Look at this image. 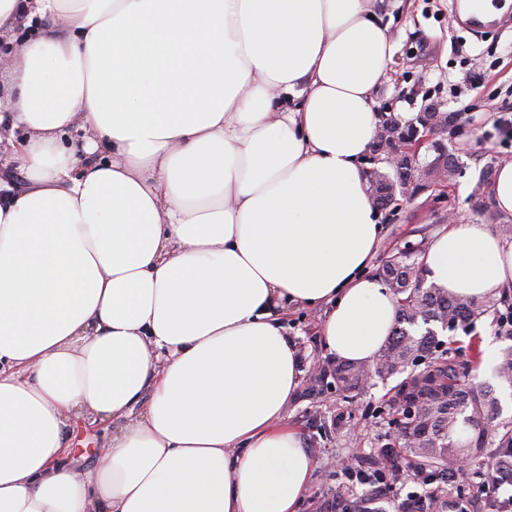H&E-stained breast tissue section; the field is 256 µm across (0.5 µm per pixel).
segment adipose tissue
I'll list each match as a JSON object with an SVG mask.
<instances>
[{"label": "adipose tissue", "instance_id": "adipose-tissue-1", "mask_svg": "<svg viewBox=\"0 0 512 512\" xmlns=\"http://www.w3.org/2000/svg\"><path fill=\"white\" fill-rule=\"evenodd\" d=\"M395 52L374 0H0V512H298L281 314L326 307L332 360L392 334L362 160ZM423 270L498 295L512 239L451 221ZM77 419L125 422L81 471Z\"/></svg>", "mask_w": 512, "mask_h": 512}]
</instances>
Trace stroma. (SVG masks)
<instances>
[{"instance_id":"35a3bbf8","label":"stroma","mask_w":512,"mask_h":512,"mask_svg":"<svg viewBox=\"0 0 512 512\" xmlns=\"http://www.w3.org/2000/svg\"><path fill=\"white\" fill-rule=\"evenodd\" d=\"M379 9L389 21V31L399 49L383 80L379 104L383 112L418 115L427 105L439 111L454 110L455 100L477 104L492 119L449 127L442 137L455 170L445 183L414 195L399 192L382 211L384 238L377 260H384L405 246L426 245L450 219L498 225L504 216L493 207L486 188L498 166L512 159V142L496 129L500 118L512 119V26L475 35L463 27L453 0H383ZM478 89H471V82ZM326 312L321 308L289 311L285 323L296 335L305 366L323 360L318 328ZM490 335L498 349L512 346V338L498 330L494 316L477 320L471 332L443 331L439 337L451 344V356L459 362L471 359L472 341ZM391 381L372 379L354 399L336 393L313 398L297 394L287 406L290 425L299 429L316 462L312 483L300 512H322L336 493L338 482L331 467L334 459L351 454L371 457L390 429L388 416L379 407L390 398ZM345 413L344 427L334 425L337 413ZM117 424L89 426L75 422L71 428V457L77 467L92 466L97 452L107 445Z\"/></svg>"}]
</instances>
